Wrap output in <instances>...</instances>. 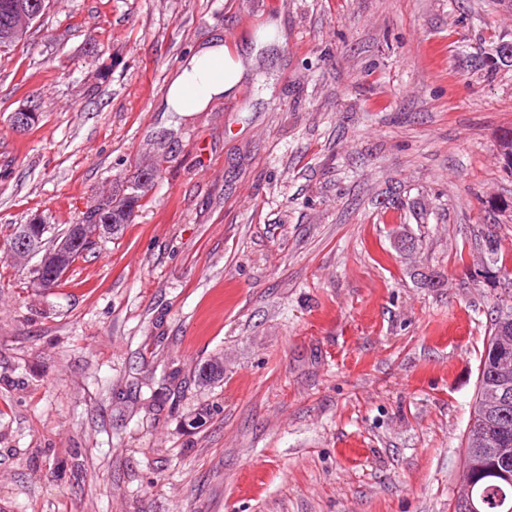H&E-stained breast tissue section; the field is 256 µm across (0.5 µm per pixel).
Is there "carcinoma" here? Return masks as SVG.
Masks as SVG:
<instances>
[{"label":"carcinoma","mask_w":512,"mask_h":512,"mask_svg":"<svg viewBox=\"0 0 512 512\" xmlns=\"http://www.w3.org/2000/svg\"><path fill=\"white\" fill-rule=\"evenodd\" d=\"M152 169L140 171L134 181L112 194V208L102 210L99 223L86 225L80 232L67 228L64 236L99 233L106 238L117 234L129 223L131 213L142 198V193L154 180ZM487 260L484 274L491 277L508 276L506 258L498 237L490 232L483 239ZM49 255L57 256L64 269L85 255L81 246L73 242ZM506 341L512 344V304L496 305L490 313L486 347L480 359L478 390L472 409L473 424L465 436L460 464L459 494L471 496L477 512H512V358L498 353V346Z\"/></svg>","instance_id":"obj_1"}]
</instances>
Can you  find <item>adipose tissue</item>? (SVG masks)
I'll return each instance as SVG.
<instances>
[{"label":"adipose tissue","instance_id":"1","mask_svg":"<svg viewBox=\"0 0 512 512\" xmlns=\"http://www.w3.org/2000/svg\"><path fill=\"white\" fill-rule=\"evenodd\" d=\"M244 74L223 43L214 41L198 48L174 77L167 105L170 111L192 113L217 96L235 93Z\"/></svg>","mask_w":512,"mask_h":512}]
</instances>
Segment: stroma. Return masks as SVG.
I'll return each instance as SVG.
<instances>
[{
  "mask_svg": "<svg viewBox=\"0 0 512 512\" xmlns=\"http://www.w3.org/2000/svg\"><path fill=\"white\" fill-rule=\"evenodd\" d=\"M214 40L255 68L168 111ZM504 42L512 0H48L0 54V512H448L506 294L484 234L512 253V62L475 65ZM146 166L32 288L14 227ZM155 173L153 169L141 170L135 177L133 182L128 185L122 186V189L115 190L112 194V209L104 210L99 217L100 224L97 221H93L92 224H83L84 228L82 231L72 230V225L69 224L67 230L63 233L61 238H80L84 234H94L98 229L99 238H106L117 234L124 228V224H129V219L134 208L142 198L145 189L154 180ZM98 233L93 235L91 238H87L90 241L88 246L93 241H98ZM484 252L487 255V260L482 266L484 274L491 277H499L509 275L507 269L506 257L502 254L501 244L498 237L493 233L489 232L483 239ZM500 263V265H498Z\"/></svg>",
  "mask_w": 512,
  "mask_h": 512,
  "instance_id": "35a3bbf8",
  "label": "stroma"
}]
</instances>
